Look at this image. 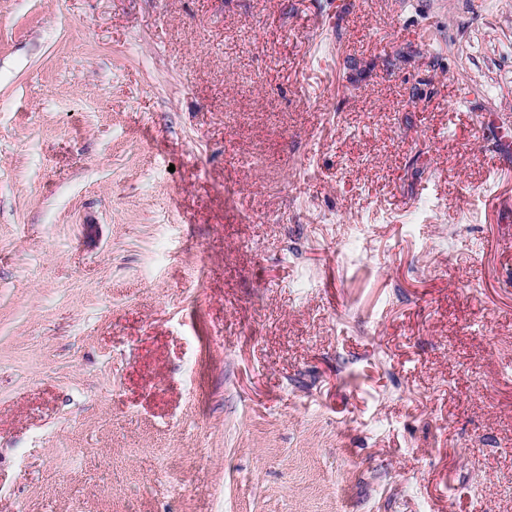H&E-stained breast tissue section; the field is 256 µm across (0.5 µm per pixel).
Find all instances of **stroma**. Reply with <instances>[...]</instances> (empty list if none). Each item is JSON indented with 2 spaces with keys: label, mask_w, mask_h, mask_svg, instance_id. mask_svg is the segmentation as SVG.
<instances>
[{
  "label": "stroma",
  "mask_w": 512,
  "mask_h": 512,
  "mask_svg": "<svg viewBox=\"0 0 512 512\" xmlns=\"http://www.w3.org/2000/svg\"><path fill=\"white\" fill-rule=\"evenodd\" d=\"M512 0H0V512H512Z\"/></svg>",
  "instance_id": "obj_1"
}]
</instances>
